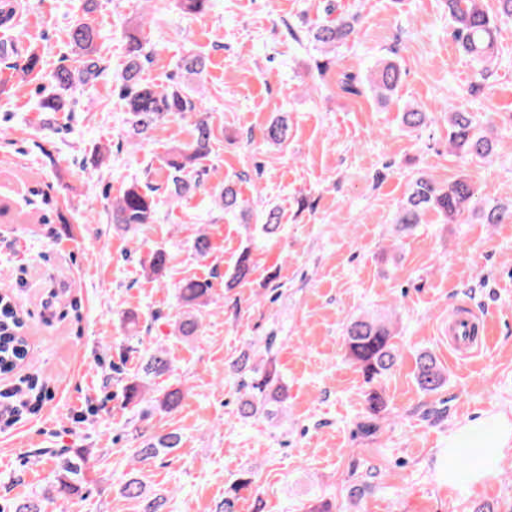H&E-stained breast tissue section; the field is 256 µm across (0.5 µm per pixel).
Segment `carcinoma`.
<instances>
[{
  "mask_svg": "<svg viewBox=\"0 0 512 512\" xmlns=\"http://www.w3.org/2000/svg\"><path fill=\"white\" fill-rule=\"evenodd\" d=\"M448 20L459 50L475 64L474 80L465 89L473 99L482 97L493 75L497 58L498 23L512 20V0H497L496 14H490L483 0H445ZM358 16L355 14L317 23L306 29H288V35L302 46L312 45L323 59H315L314 71L321 78L326 74L329 55L347 44L356 33ZM98 31L90 22L80 21L68 32L69 44L75 53L78 68L60 67L51 75V86L38 103L41 112H64L76 82L86 83L96 78L101 69L96 57L95 45ZM389 49V55L377 59L366 76L369 92L380 103L392 99L402 81V69ZM149 52L138 32L128 34V55L119 77V96L124 101L130 134L140 140L166 117L175 114L203 111L201 103L181 85L175 84L159 90L142 78ZM354 75H347L340 88L349 95L363 94L362 85ZM448 115V149L471 161H485L494 153V138L489 129L482 127L470 112L451 107ZM429 116L418 105H408L401 112V124L409 131L428 125ZM217 134L208 119L200 116L193 123V137L188 143L172 148L166 160V188L172 197L183 200L192 197L201 186L202 172L197 169L210 152ZM288 137V116L272 120L263 131V138L273 144H281ZM156 187L147 183L133 184L112 203L111 223L115 228L129 231L154 221ZM218 200L224 214H245L244 201L233 183H226L218 192ZM433 212L446 224L457 223L465 213L478 215L483 224L512 223V204H502L478 197V189L462 175L446 184L437 182L427 174L414 179L394 218L398 234H410L423 223L426 214ZM169 254L162 247L155 248L149 259L148 269L154 276L164 274ZM254 260L251 248L239 254L232 273L224 280V288L232 290L246 283L252 274ZM212 283L207 279L187 278L177 285V294L187 312L178 322L180 335L189 337L198 332L197 312L208 304ZM398 336L394 323L387 317L358 316L352 319L345 331L344 347L348 359L371 384L367 393L368 415L359 423L361 434L369 437L378 430L375 420L384 407V401L374 384L397 364L400 353L395 338ZM171 371L165 351L154 349L146 352L140 373L127 385L126 404L138 405L147 400L155 409L171 412L184 398L176 387H160L156 380ZM231 372L238 378L240 392L238 413L243 421L260 416L269 417L285 407L288 402V385L276 369L275 360L255 363L244 355L231 364ZM415 379L426 393L441 389L447 377L436 358L429 352L420 353L416 359ZM181 444V435L175 431L148 439L136 449L132 461L140 463L161 454H168ZM54 481L42 492L7 503L0 512H46L58 499H69L80 494L86 483V458L79 449H67L56 455ZM252 475L243 473L224 488V501L220 512H236L237 502L243 493L251 490ZM125 497L143 504L142 512H164L167 500L149 493L146 483L135 473L122 487Z\"/></svg>",
  "mask_w": 512,
  "mask_h": 512,
  "instance_id": "1",
  "label": "carcinoma"
}]
</instances>
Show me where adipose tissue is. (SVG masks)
Masks as SVG:
<instances>
[{
  "label": "adipose tissue",
  "instance_id": "adipose-tissue-1",
  "mask_svg": "<svg viewBox=\"0 0 512 512\" xmlns=\"http://www.w3.org/2000/svg\"><path fill=\"white\" fill-rule=\"evenodd\" d=\"M512 451V416L504 412L488 411L455 429L448 437L445 457L446 478L449 487L458 484L457 460L463 454L475 456L480 466L470 476L471 484H478L493 476L500 461Z\"/></svg>",
  "mask_w": 512,
  "mask_h": 512
}]
</instances>
